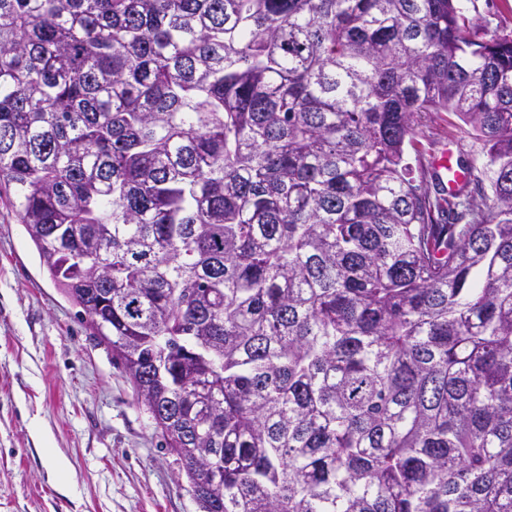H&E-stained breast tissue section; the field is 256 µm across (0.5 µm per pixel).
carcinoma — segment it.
<instances>
[{
  "instance_id": "1",
  "label": "carcinoma",
  "mask_w": 512,
  "mask_h": 512,
  "mask_svg": "<svg viewBox=\"0 0 512 512\" xmlns=\"http://www.w3.org/2000/svg\"><path fill=\"white\" fill-rule=\"evenodd\" d=\"M458 0H0V190L201 512H512V36ZM435 112L480 150L431 192Z\"/></svg>"
}]
</instances>
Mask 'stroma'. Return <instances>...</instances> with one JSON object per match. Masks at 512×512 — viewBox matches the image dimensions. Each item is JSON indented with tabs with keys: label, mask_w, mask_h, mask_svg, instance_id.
I'll return each mask as SVG.
<instances>
[{
	"label": "stroma",
	"mask_w": 512,
	"mask_h": 512,
	"mask_svg": "<svg viewBox=\"0 0 512 512\" xmlns=\"http://www.w3.org/2000/svg\"><path fill=\"white\" fill-rule=\"evenodd\" d=\"M459 5L478 38L512 34V0ZM75 313L0 201V512H200L132 383Z\"/></svg>",
	"instance_id": "stroma-1"
}]
</instances>
